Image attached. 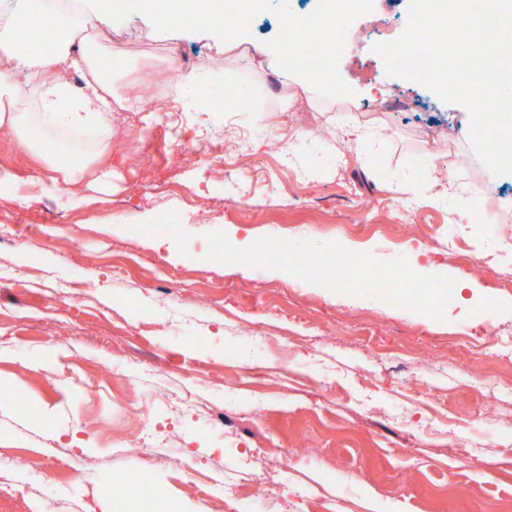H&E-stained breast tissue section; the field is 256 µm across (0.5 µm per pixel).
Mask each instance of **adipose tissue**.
Instances as JSON below:
<instances>
[{
    "instance_id": "ef3b65f1",
    "label": "adipose tissue",
    "mask_w": 512,
    "mask_h": 512,
    "mask_svg": "<svg viewBox=\"0 0 512 512\" xmlns=\"http://www.w3.org/2000/svg\"><path fill=\"white\" fill-rule=\"evenodd\" d=\"M55 47L47 53L30 50L18 28L8 25L0 30V49L6 60L0 65V129L27 145L41 150L43 144L64 132L99 126L102 136L92 148L91 157H99L111 147L112 79L103 73L98 58L83 57L93 78L85 91L72 94L59 79L62 65L69 63L77 24L68 13L53 12ZM49 78L50 83L36 99H29L16 81L18 74Z\"/></svg>"
}]
</instances>
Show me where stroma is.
Segmentation results:
<instances>
[{
    "mask_svg": "<svg viewBox=\"0 0 512 512\" xmlns=\"http://www.w3.org/2000/svg\"><path fill=\"white\" fill-rule=\"evenodd\" d=\"M280 27L270 12L252 21L248 65L208 34L161 33L140 14L109 22L96 47L119 66L111 185L43 190L31 180L39 156L0 134V170L15 176L0 185V469L13 471L0 512L35 500L114 512L133 474L148 476L150 496L126 498L124 512H220L210 469L271 465L280 473L264 496L240 488L248 512H324L330 499L335 512H512V288L464 268L465 256L512 249V179L475 157L464 106L387 74L376 37L340 58L351 95L289 92L265 45ZM185 57L194 79L168 96L239 163L206 172L191 142L157 158L168 190L147 196L141 156L163 129L122 94ZM241 88L245 107L228 115ZM384 98L395 108L371 111ZM357 123L369 132L354 143L345 132ZM451 182L472 214L453 252ZM354 251L362 267L337 295L300 266ZM469 281L465 306L457 287ZM380 287L398 293L399 312H376ZM491 329L504 341L481 357L458 339ZM275 359L283 371L269 372ZM142 376L190 377L203 406L160 408L130 451ZM84 458L93 470L73 473Z\"/></svg>",
    "mask_w": 512,
    "mask_h": 512,
    "instance_id": "stroma-1",
    "label": "stroma"
}]
</instances>
